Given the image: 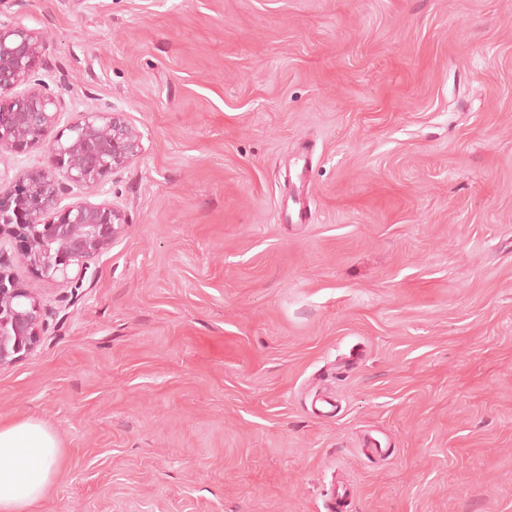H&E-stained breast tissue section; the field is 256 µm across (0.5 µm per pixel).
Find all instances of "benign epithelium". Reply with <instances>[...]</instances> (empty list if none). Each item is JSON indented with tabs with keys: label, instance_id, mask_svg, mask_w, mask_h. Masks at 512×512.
<instances>
[{
	"label": "benign epithelium",
	"instance_id": "obj_1",
	"mask_svg": "<svg viewBox=\"0 0 512 512\" xmlns=\"http://www.w3.org/2000/svg\"><path fill=\"white\" fill-rule=\"evenodd\" d=\"M46 47L44 34L21 20L0 23V95L32 83ZM59 99L33 83L22 96L0 100V152L47 144V165L0 184V241L14 245L13 257L36 275L62 284H81L90 262L122 235L127 219L115 205L56 204L69 184L98 186L142 152V135L123 113L87 112L68 132L50 136ZM0 254V369L12 366L39 345L45 301L21 287Z\"/></svg>",
	"mask_w": 512,
	"mask_h": 512
}]
</instances>
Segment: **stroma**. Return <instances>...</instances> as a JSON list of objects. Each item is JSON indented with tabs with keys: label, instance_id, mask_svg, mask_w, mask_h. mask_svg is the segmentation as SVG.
I'll list each match as a JSON object with an SVG mask.
<instances>
[{
	"label": "stroma",
	"instance_id": "35a3bbf8",
	"mask_svg": "<svg viewBox=\"0 0 512 512\" xmlns=\"http://www.w3.org/2000/svg\"><path fill=\"white\" fill-rule=\"evenodd\" d=\"M143 150L128 223L0 369L29 512H512V0H0ZM311 211L300 222V207ZM383 452L363 450L367 436ZM61 458L54 434L38 420L0 421V511L28 512L54 481Z\"/></svg>",
	"mask_w": 512,
	"mask_h": 512
}]
</instances>
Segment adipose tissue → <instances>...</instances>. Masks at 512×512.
Returning a JSON list of instances; mask_svg holds the SVG:
<instances>
[{"mask_svg": "<svg viewBox=\"0 0 512 512\" xmlns=\"http://www.w3.org/2000/svg\"><path fill=\"white\" fill-rule=\"evenodd\" d=\"M61 458L54 434L38 420L0 421V512H28L54 481Z\"/></svg>", "mask_w": 512, "mask_h": 512, "instance_id": "obj_1", "label": "adipose tissue"}]
</instances>
